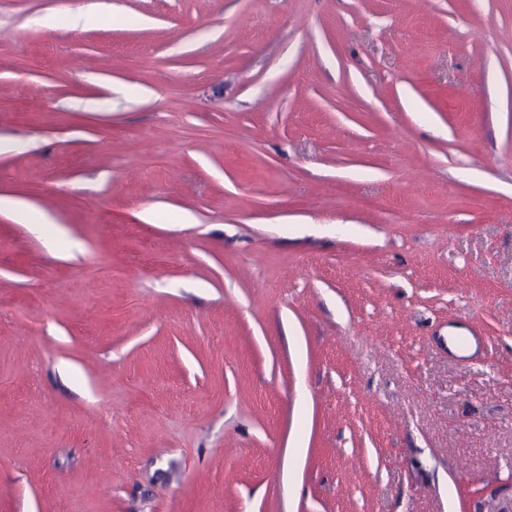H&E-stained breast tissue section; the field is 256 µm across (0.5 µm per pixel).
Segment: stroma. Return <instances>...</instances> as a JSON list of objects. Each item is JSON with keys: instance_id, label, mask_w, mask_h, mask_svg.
Returning <instances> with one entry per match:
<instances>
[{"instance_id": "35a3bbf8", "label": "stroma", "mask_w": 512, "mask_h": 512, "mask_svg": "<svg viewBox=\"0 0 512 512\" xmlns=\"http://www.w3.org/2000/svg\"><path fill=\"white\" fill-rule=\"evenodd\" d=\"M1 140L0 512L512 501V0H0Z\"/></svg>"}]
</instances>
